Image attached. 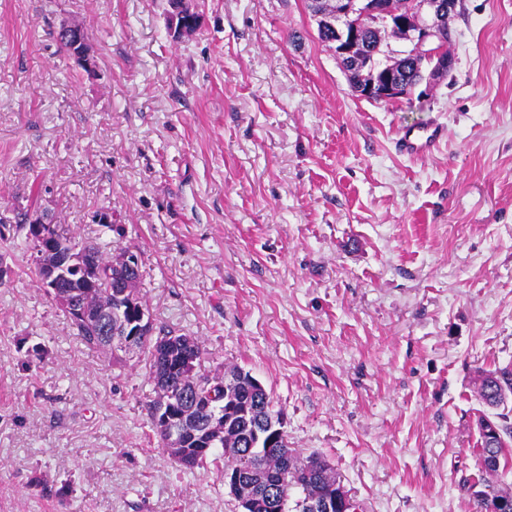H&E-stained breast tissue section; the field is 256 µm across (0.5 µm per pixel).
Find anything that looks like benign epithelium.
I'll return each mask as SVG.
<instances>
[{"label": "benign epithelium", "mask_w": 512, "mask_h": 512, "mask_svg": "<svg viewBox=\"0 0 512 512\" xmlns=\"http://www.w3.org/2000/svg\"><path fill=\"white\" fill-rule=\"evenodd\" d=\"M332 14L324 19V24L336 32L334 53L336 59L343 67L356 68L362 56V45L359 33L360 19L372 15L374 20L381 23L388 30L398 33L410 45L414 46L421 57V64L426 71L423 77L425 89L419 96L429 95L437 80L448 75L454 68L455 57L451 50V42L444 36V21L447 3L444 0H411V8L407 14L399 15L390 11L386 0H330ZM71 55L79 65L87 70L93 69L95 62L91 56L85 40L80 37L73 38ZM400 61L397 58L388 60V63L376 71L367 82L354 88L358 96L375 101H391L407 97V92L401 83ZM48 250L57 255L55 261L42 265V284L53 296L60 293L63 288L76 287V280L69 275V271L83 265V255L68 252L64 255L57 253L53 241H48ZM131 311L129 320L105 326L104 331L120 337L122 349L132 353L139 346L140 337L147 335L151 326L149 314L137 306L134 297L127 301ZM224 403L228 409L222 413L215 412L211 404L189 398L183 401L184 411H179L177 402L165 395L159 398L155 411L157 422L161 423L167 433L166 447L177 450L185 459L191 458V451L198 446L211 447V430L216 426L224 428L230 426L236 418L235 407L241 399L234 391L224 390ZM195 412L209 418V427L203 431L190 428L187 416ZM286 420L261 421L253 427V440L250 441V452L256 458L262 457L266 447L282 432ZM224 486L229 490L235 500L238 512H251L256 499L253 486L248 475L241 470L224 471ZM347 496L346 490L340 493H330L321 498L308 502L311 512H333L339 503V497Z\"/></svg>", "instance_id": "7a95c632"}]
</instances>
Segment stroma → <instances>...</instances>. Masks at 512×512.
I'll return each mask as SVG.
<instances>
[{
  "label": "stroma",
  "instance_id": "35a3bbf8",
  "mask_svg": "<svg viewBox=\"0 0 512 512\" xmlns=\"http://www.w3.org/2000/svg\"><path fill=\"white\" fill-rule=\"evenodd\" d=\"M0 0V512H237L159 446L17 216L139 257L154 327L239 366L360 512H477L478 368L512 364V0H462L428 99L352 94L307 0ZM81 27L85 70L53 38ZM447 138L419 159L403 126ZM112 216V228L94 220ZM446 128L443 124L426 122L419 126L404 127L396 140L397 152L408 158H417L429 153L444 140Z\"/></svg>",
  "mask_w": 512,
  "mask_h": 512
}]
</instances>
